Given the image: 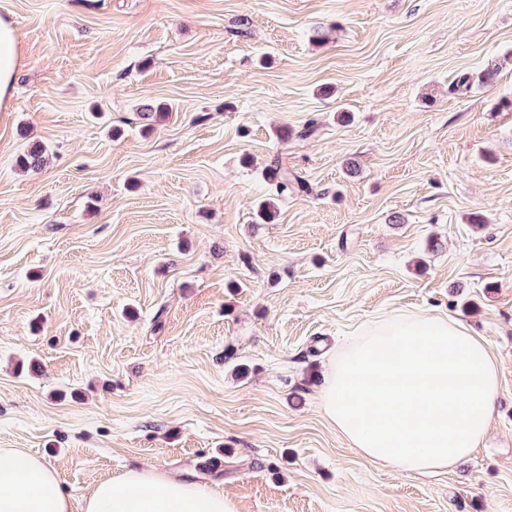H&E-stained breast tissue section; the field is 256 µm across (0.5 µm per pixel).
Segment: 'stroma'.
Listing matches in <instances>:
<instances>
[{
  "instance_id": "obj_1",
  "label": "stroma",
  "mask_w": 512,
  "mask_h": 512,
  "mask_svg": "<svg viewBox=\"0 0 512 512\" xmlns=\"http://www.w3.org/2000/svg\"><path fill=\"white\" fill-rule=\"evenodd\" d=\"M0 15L25 51L0 112V448L50 461L76 504L141 465L236 512H512V0ZM145 101L171 110L143 121ZM277 157L312 191L260 224ZM425 310L499 375L482 446L439 475L350 448L314 382L355 330Z\"/></svg>"
}]
</instances>
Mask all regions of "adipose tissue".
I'll return each instance as SVG.
<instances>
[{"label":"adipose tissue","mask_w":512,"mask_h":512,"mask_svg":"<svg viewBox=\"0 0 512 512\" xmlns=\"http://www.w3.org/2000/svg\"><path fill=\"white\" fill-rule=\"evenodd\" d=\"M23 50L0 16V112L8 111ZM400 357H383L386 349ZM499 389L486 342L432 312H397L360 328L332 355L318 389L327 422L371 461L411 474L454 469L485 438ZM0 512H72L57 468L0 448ZM81 512H235L223 493L152 467L100 482Z\"/></svg>","instance_id":"adipose-tissue-1"}]
</instances>
